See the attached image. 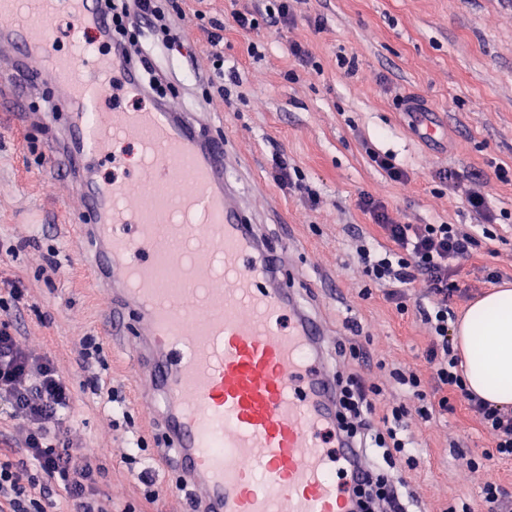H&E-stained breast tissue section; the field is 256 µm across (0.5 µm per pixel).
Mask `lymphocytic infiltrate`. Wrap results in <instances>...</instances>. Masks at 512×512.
Masks as SVG:
<instances>
[{
	"label": "lymphocytic infiltrate",
	"mask_w": 512,
	"mask_h": 512,
	"mask_svg": "<svg viewBox=\"0 0 512 512\" xmlns=\"http://www.w3.org/2000/svg\"><path fill=\"white\" fill-rule=\"evenodd\" d=\"M112 23V36L124 44V58L137 66L142 76V95L162 98L161 71L157 53H170L184 46L183 35L173 25V0H101ZM197 29L206 32L211 46L212 71L203 98H230L224 82L223 23L199 10ZM452 189H463L474 215L472 224H401L387 203L369 194L358 199L360 210L386 238L380 248L357 236L355 254L366 276L383 286L386 299L400 313L411 304L410 287L427 285L426 307L420 313L430 329L425 360L432 371L434 388L425 392L416 370L402 373L399 382L420 402L421 419L451 411L452 400L467 404L492 441L480 459H512V408L479 399L468 390L459 369L449 323V302L459 291L456 277L474 251L494 239L497 215L488 204L485 185L474 182L462 187L460 176L450 170L437 173ZM24 291L16 284L0 289V410L13 428L0 429V512H46L45 503L57 496L67 501L71 512H104L99 501V457L92 450L75 446L60 427V416L72 405L71 386L57 371L51 356H36L18 341L17 326L9 314L19 311ZM382 391L357 373L339 382L336 432L358 450L361 473L352 485L354 512H412L405 484L393 482L377 462H412L413 440L407 433L408 412L403 405L389 406L378 414ZM25 456L37 474L24 478L15 458Z\"/></svg>",
	"instance_id": "obj_1"
}]
</instances>
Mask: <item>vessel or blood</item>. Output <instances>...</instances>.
<instances>
[{
    "mask_svg": "<svg viewBox=\"0 0 512 512\" xmlns=\"http://www.w3.org/2000/svg\"><path fill=\"white\" fill-rule=\"evenodd\" d=\"M61 19L74 32L56 53L49 28ZM106 28L98 0H0V43L14 51L0 80L41 61L68 106L54 151L78 187L91 286L116 301L113 327L126 309L139 315L141 405L162 419L200 512H350L338 476L356 453L328 442L327 328L277 278L287 247H266L245 223L206 113L109 102L111 83L133 92L141 78L105 54ZM104 161L132 177L101 178ZM169 279L178 289H163Z\"/></svg>",
    "mask_w": 512,
    "mask_h": 512,
    "instance_id": "obj_1",
    "label": "vessel or blood"
}]
</instances>
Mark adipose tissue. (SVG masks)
I'll use <instances>...</instances> for the list:
<instances>
[{"instance_id": "obj_1", "label": "adipose tissue", "mask_w": 512, "mask_h": 512, "mask_svg": "<svg viewBox=\"0 0 512 512\" xmlns=\"http://www.w3.org/2000/svg\"><path fill=\"white\" fill-rule=\"evenodd\" d=\"M468 387L484 400L512 407V287L474 300L453 327Z\"/></svg>"}]
</instances>
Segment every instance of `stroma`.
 <instances>
[{
	"instance_id": "stroma-1",
	"label": "stroma",
	"mask_w": 512,
	"mask_h": 512,
	"mask_svg": "<svg viewBox=\"0 0 512 512\" xmlns=\"http://www.w3.org/2000/svg\"><path fill=\"white\" fill-rule=\"evenodd\" d=\"M186 33L181 56L160 58L164 71L181 82L175 94L185 103L199 97L210 74V45L192 25L206 10L224 22V70L239 85L234 97L209 104V132L222 138L234 163L232 174L246 198L244 218L274 245L292 235V261L284 278L307 308L334 328L333 344L356 346L364 360L342 357L340 373L356 371L383 390L382 406L411 410L410 430L418 451L407 490L417 512H444L449 501L478 502L486 480L512 495V459L473 469L488 436L465 405L429 420L416 417L419 400L397 383L394 370L417 369L430 379L423 358L429 329L417 309L398 314L382 288L371 284L358 263L353 236H375L376 228L357 207L360 193L383 198L405 224H470L474 217L434 174L451 169L462 178H484L491 208L501 212L492 252L466 262L458 276L467 296L453 304L462 314L470 299L489 291L485 269L512 283V181L501 182L496 167H512V0H306L294 25L275 35L266 27L237 28L232 10L253 8L256 0H179ZM312 50L321 72L286 74L295 63L288 44ZM266 44L262 57L249 43ZM351 61L337 63L338 55ZM51 74L36 88L0 85V101L20 98L30 106L0 112V281L25 290L18 319L19 342L36 355L51 354L75 393L67 428L75 444L102 449L100 501L105 512H192V497H173L178 471L172 459L148 455L158 498L147 502L127 473L124 459L131 435L154 442L162 435L136 399L129 359L138 343V319L126 314L123 335L110 333V303L89 288L85 274L92 249L69 213L79 205L69 195L70 171L53 151L58 129L69 120L34 116L32 101L58 98ZM409 97L423 105L412 115L397 104ZM438 127L423 138L425 123ZM284 154L319 195L310 204L300 193L272 179L271 157ZM387 153L407 166L409 185L392 184L371 160ZM100 337L108 365L105 383L121 387L132 433L115 430L111 413L98 406L77 346L82 337Z\"/></svg>"
}]
</instances>
